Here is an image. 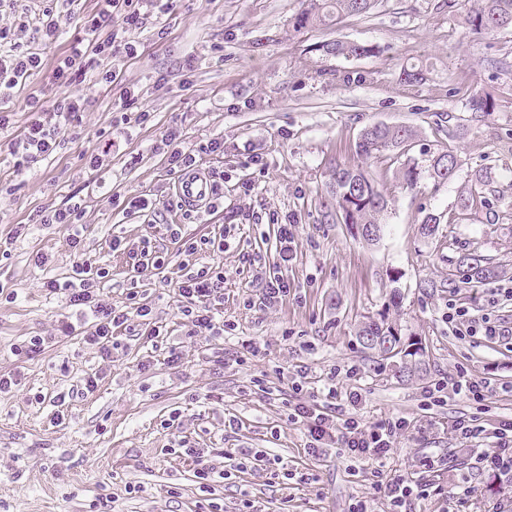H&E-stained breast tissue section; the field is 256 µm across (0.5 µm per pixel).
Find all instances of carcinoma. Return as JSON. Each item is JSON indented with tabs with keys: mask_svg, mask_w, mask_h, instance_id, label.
I'll return each instance as SVG.
<instances>
[{
	"mask_svg": "<svg viewBox=\"0 0 512 512\" xmlns=\"http://www.w3.org/2000/svg\"><path fill=\"white\" fill-rule=\"evenodd\" d=\"M308 5L296 21V29L325 25L342 17H361L369 13L375 0H307ZM474 34H491L502 29H512V0H477L465 18ZM317 49L331 56L345 58L366 56L372 49L366 45L336 39L317 46ZM417 138V132L406 125L372 124L361 130L356 142L355 153L361 162L353 165L338 164L333 170L329 183L328 199L324 203L325 217L336 224H345L352 230V236L368 244L381 239L385 230L381 218L389 209V200L378 189L377 184L365 167L371 159L401 157L407 147ZM458 160L453 151L443 149L432 155L429 176L438 184H445L456 175ZM470 193L460 200L461 209L474 205L490 181L487 172L477 170L470 174ZM371 227V235L353 232L356 227ZM503 266L475 249L459 253L448 273V285L457 288L465 284L470 288L480 287L505 274ZM358 339L364 348L377 354L385 351L396 360V368L403 378L420 377L426 372L421 360L422 342L405 338L401 329L381 317L361 324Z\"/></svg>",
	"mask_w": 512,
	"mask_h": 512,
	"instance_id": "carcinoma-1",
	"label": "carcinoma"
}]
</instances>
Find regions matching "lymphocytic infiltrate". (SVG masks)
Masks as SVG:
<instances>
[{
  "mask_svg": "<svg viewBox=\"0 0 512 512\" xmlns=\"http://www.w3.org/2000/svg\"><path fill=\"white\" fill-rule=\"evenodd\" d=\"M173 3L174 0H97L94 11L81 22L80 36L74 38L68 53L56 61L52 70V81L61 89V96L50 99L41 93H29L25 98L28 119L18 134L13 131L10 113H0V141L13 156L16 170L31 168L56 153L66 134L78 122L81 112L87 109L88 100L81 92L87 78H94L97 84L110 89L116 111L114 128H121L133 120L140 123L148 120V112L139 107L138 94L122 79L119 71L108 68L107 63L134 56L137 48L126 37L129 29L158 26ZM12 36L11 28L0 26V44L8 46L7 51H0L1 102L12 98L16 88L24 86L28 78L44 68L41 52L13 44ZM181 138L179 128H168L165 135V142L171 147L168 167L180 175L196 167L201 155L224 150L223 141L216 138L184 149L179 145ZM170 237L177 244L179 253L193 260L178 282L182 315L198 330L213 336L223 335L225 324L220 314L224 307V272L206 260L208 253L223 250V235L186 238L174 228ZM109 274L107 267L81 262L74 265L66 280L51 278L43 283L51 292L64 294L80 315L92 317L93 330L85 341L96 346L105 358L111 355L114 334L130 330L133 317L143 318L149 314L147 306L135 301L119 309L102 299L100 285ZM502 297L512 299V287L492 289L474 305L449 299L450 327L460 336H482L512 344V322H506L494 313ZM358 402L357 391H338L331 382L326 387L323 401L310 402L301 398L300 402L294 403L288 418L304 427L307 433L304 453L308 457L320 458L330 447H337L347 455L355 474L364 462L374 461L373 485L388 502L390 512H407L411 502L434 494L430 476L441 471L447 472L451 486L443 512H456L457 506L472 497V469L493 475L499 483L512 484L511 417L491 421L474 415L456 420L454 431L468 442L467 453L472 456V463H450L443 457L425 456L419 461L425 477L414 481L385 475L382 469L395 438L408 427L406 419L391 417L362 425L354 413ZM184 454L196 463L195 476L204 488L218 480L229 479L232 473H244L258 466L270 469L276 478L288 480L292 477L291 472L277 468L274 459L251 448H238L228 453L229 466L220 470L211 462L210 449L188 448Z\"/></svg>",
  "mask_w": 512,
  "mask_h": 512,
  "instance_id": "f902f5d3",
  "label": "lymphocytic infiltrate"
}]
</instances>
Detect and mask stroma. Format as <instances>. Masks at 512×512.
Wrapping results in <instances>:
<instances>
[{
    "mask_svg": "<svg viewBox=\"0 0 512 512\" xmlns=\"http://www.w3.org/2000/svg\"><path fill=\"white\" fill-rule=\"evenodd\" d=\"M473 4L377 0L365 16L299 31L294 22L304 0H177L164 34L128 32L138 54L120 67L150 119L116 138L99 169L83 158L114 117L112 94L99 85L84 86L90 106L55 157L18 172L13 157L0 153V243L9 251L0 261V375L20 376L19 385L0 392V512H202L194 465L177 452L185 442L255 448L295 471L284 486L271 484L260 469L226 481L215 493L223 512H239L245 496L256 512H347L355 497L385 512L372 488V464L353 477L341 455L305 457L306 438L289 422L286 403L298 364L309 369L310 393L337 371L340 387L360 395L362 423L408 421L388 466L409 478L420 475L424 453L449 455L460 447L452 425L476 411L450 387L432 404L427 391L435 383L450 384L463 371L490 379L497 392L486 402L488 418L512 415V351L480 336L454 335L448 325L449 299L469 303L480 289L429 294L419 287L425 279H446L449 259L464 248L507 264L501 283L512 284V30L471 34L465 15ZM41 7L40 0H0V20L20 25L17 43L40 49L47 64L0 105L20 126L27 93L55 94L50 67L77 34L70 24L61 40L43 45L36 31ZM336 39L374 52L358 58L317 52ZM189 58L196 67L186 75ZM411 66L423 73L413 85L402 78ZM485 95L493 111L474 112L472 98ZM373 123L417 131L407 158L421 177L410 189L401 163L371 161L393 206L383 237L369 245L346 225L326 222L323 202L332 168L357 164L355 141ZM174 125L188 147L224 141L223 153L200 161L224 175L215 211L194 217L176 205L177 176L162 142ZM444 148L454 152L459 170L438 186L427 169L431 153ZM254 155L263 166L251 164ZM479 169L491 177L488 203L460 210L468 175ZM73 194L84 211L76 249L64 228L30 222ZM116 194L146 198L151 207L128 216L113 205ZM272 213L295 224L294 258L285 265L275 251ZM429 214L440 220L432 238L419 230ZM26 223L27 236L12 239L15 225ZM171 224L188 238L228 231L223 252L214 256L224 270V320L231 326L224 335L197 333L181 314L178 254H170L167 267L138 273L112 249L116 236L128 247L149 239L168 249ZM246 252L253 263L244 262ZM38 253L47 255L45 266L35 265ZM80 259L109 268L102 283L107 302L120 308L136 295L164 336L119 335L105 359L82 337L60 335L71 309L43 283L69 276ZM267 271L287 278L290 294L265 307ZM381 312L404 336L422 338L427 375L400 379L390 362L362 349L359 325ZM34 336L46 338L44 352L20 354ZM351 367L355 375L346 376ZM94 373L97 388L84 392V378ZM58 407L66 415L60 422L53 418Z\"/></svg>",
    "mask_w": 512,
    "mask_h": 512,
    "instance_id": "stroma-1",
    "label": "stroma"
}]
</instances>
